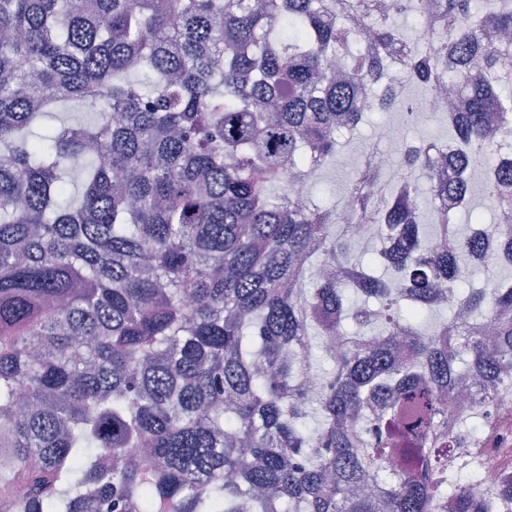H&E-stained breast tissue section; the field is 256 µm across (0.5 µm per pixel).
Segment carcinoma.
Masks as SVG:
<instances>
[{
	"label": "carcinoma",
	"instance_id": "1",
	"mask_svg": "<svg viewBox=\"0 0 512 512\" xmlns=\"http://www.w3.org/2000/svg\"><path fill=\"white\" fill-rule=\"evenodd\" d=\"M428 5L438 32L410 43L372 0H0V512H512V481L482 501L449 480L444 401L512 375V284L457 295L478 241L437 207L467 206L481 168L512 213L487 123L512 136V42L486 38L512 0L389 13ZM445 67L456 179L404 151L431 209L375 147L341 207L312 203L341 131ZM71 103L93 119L34 135ZM448 305L466 319L421 331Z\"/></svg>",
	"mask_w": 512,
	"mask_h": 512
}]
</instances>
